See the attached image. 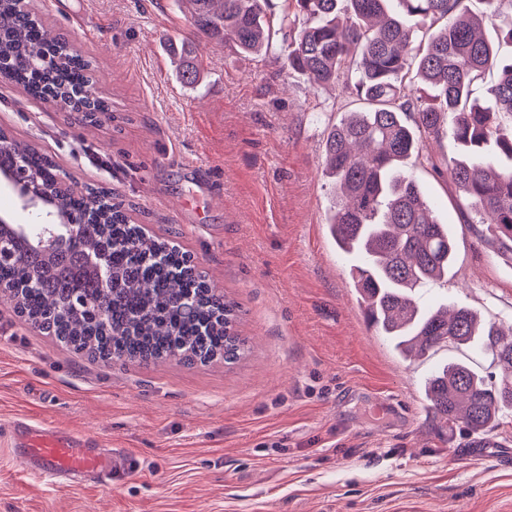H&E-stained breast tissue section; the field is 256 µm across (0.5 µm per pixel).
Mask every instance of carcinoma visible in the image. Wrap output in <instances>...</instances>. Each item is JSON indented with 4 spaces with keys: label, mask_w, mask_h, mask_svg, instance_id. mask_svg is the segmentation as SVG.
Listing matches in <instances>:
<instances>
[{
    "label": "carcinoma",
    "mask_w": 512,
    "mask_h": 512,
    "mask_svg": "<svg viewBox=\"0 0 512 512\" xmlns=\"http://www.w3.org/2000/svg\"><path fill=\"white\" fill-rule=\"evenodd\" d=\"M186 2L206 37L256 55L274 49L262 0ZM285 2L306 17L294 31L281 24L288 71L343 94L324 149L336 184L328 230L338 249L360 257L352 277L363 312L404 359L446 343H478L489 352L498 369L493 384L463 361L448 362L424 383L433 417L489 432L512 411V337L467 306L426 311L415 301L416 289L448 276L455 247L404 161L422 152V137L448 138L462 150L448 157L446 174L464 207L477 223L493 225L501 243L512 242V135L493 121L496 112L512 116V56H500L483 34L489 22L512 44V0H482L479 14L467 0H397L394 15L387 12L391 0ZM422 28L430 35L419 36ZM46 55L59 64L45 68ZM174 58L182 80L194 83L192 50L183 47ZM489 71L497 80L481 102L476 86ZM413 73L434 94H409L405 81ZM0 78L44 101L67 100L90 120L107 110L88 97L89 62L66 43L46 40L41 20L19 0H0ZM13 157L23 161L29 182L49 191L58 224L80 230L50 258L4 237L0 281L14 288L16 306L32 324L105 362L234 364L248 354L235 331L236 304L210 286L190 253L146 235L103 191L64 192L53 159L0 132V164ZM85 253L105 257L109 273H81Z\"/></svg>",
    "instance_id": "obj_1"
}]
</instances>
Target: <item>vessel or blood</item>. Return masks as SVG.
<instances>
[{
	"instance_id": "b4317fda",
	"label": "vessel or blood",
	"mask_w": 512,
	"mask_h": 512,
	"mask_svg": "<svg viewBox=\"0 0 512 512\" xmlns=\"http://www.w3.org/2000/svg\"><path fill=\"white\" fill-rule=\"evenodd\" d=\"M8 439L24 463L55 483L81 477L108 484L135 467L132 457L122 449L105 447L93 430L75 432L17 418L9 424Z\"/></svg>"
}]
</instances>
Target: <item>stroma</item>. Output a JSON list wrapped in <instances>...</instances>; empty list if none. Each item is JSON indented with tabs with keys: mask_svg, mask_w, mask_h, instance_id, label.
<instances>
[{
	"mask_svg": "<svg viewBox=\"0 0 512 512\" xmlns=\"http://www.w3.org/2000/svg\"><path fill=\"white\" fill-rule=\"evenodd\" d=\"M91 59L97 122L0 80V128L52 156L81 194L102 188L149 234L194 257L239 306L249 356L104 363L32 326L0 296V512H512V416L480 437L447 427L422 386L439 366L496 381L480 345L405 360L368 326L351 270L326 224L334 184L324 141L340 90L313 89L278 52L252 55L196 30L179 0H24ZM197 50L185 84L168 46ZM409 160L456 242L426 309L463 305L512 327V249L464 223L442 175L448 148ZM385 398L393 410L373 405ZM99 432L135 460L106 485H51L7 444L15 415Z\"/></svg>",
	"mask_w": 512,
	"mask_h": 512,
	"instance_id": "1",
	"label": "stroma"
}]
</instances>
